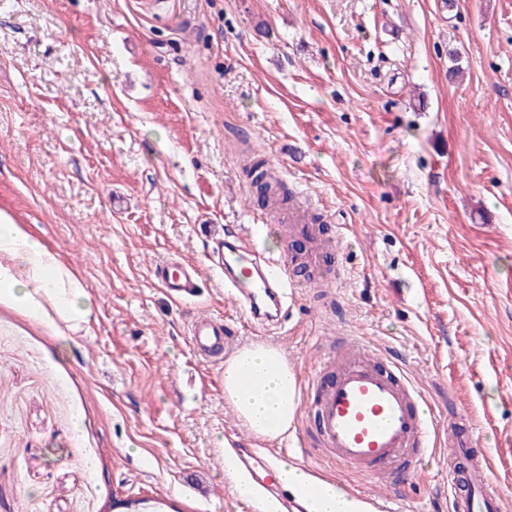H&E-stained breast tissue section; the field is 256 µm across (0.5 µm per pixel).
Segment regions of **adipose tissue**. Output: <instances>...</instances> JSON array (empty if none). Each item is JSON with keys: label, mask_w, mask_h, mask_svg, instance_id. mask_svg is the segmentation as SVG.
Returning a JSON list of instances; mask_svg holds the SVG:
<instances>
[{"label": "adipose tissue", "mask_w": 512, "mask_h": 512, "mask_svg": "<svg viewBox=\"0 0 512 512\" xmlns=\"http://www.w3.org/2000/svg\"><path fill=\"white\" fill-rule=\"evenodd\" d=\"M0 302L49 325L89 332L91 299L79 272L19 224L0 220ZM224 396L257 436L281 440L296 411L297 375L281 351L243 348L224 363Z\"/></svg>", "instance_id": "obj_1"}]
</instances>
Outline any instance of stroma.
I'll return each instance as SVG.
<instances>
[{
  "label": "stroma",
  "mask_w": 512,
  "mask_h": 512,
  "mask_svg": "<svg viewBox=\"0 0 512 512\" xmlns=\"http://www.w3.org/2000/svg\"><path fill=\"white\" fill-rule=\"evenodd\" d=\"M442 2L0 0V210L79 271L94 319L0 303V512H245L224 442L250 432L190 349L198 307L231 323L225 356L274 345L305 380L338 336L397 356L438 422L467 411L512 512V0ZM253 156L339 238L334 287L300 285L268 332L200 233L264 224L282 256ZM169 255L204 264L194 304L151 282ZM300 427L280 448L319 477L448 512V446L376 483Z\"/></svg>",
  "instance_id": "35a3bbf8"
}]
</instances>
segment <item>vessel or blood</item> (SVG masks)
Wrapping results in <instances>:
<instances>
[{
    "label": "vessel or blood",
    "instance_id": "obj_1",
    "mask_svg": "<svg viewBox=\"0 0 512 512\" xmlns=\"http://www.w3.org/2000/svg\"><path fill=\"white\" fill-rule=\"evenodd\" d=\"M310 208L308 200H301L289 216L294 233L307 238L309 250L283 261L259 250L258 225L228 224L211 236L224 288L257 328L281 326L298 286L294 268L318 264L327 248L319 225L308 216ZM150 275L177 303L196 299L205 282L199 264L174 257L153 264ZM230 333L222 319L202 309L194 311L188 325L192 352L210 364L222 362ZM300 410L313 412L320 444L332 461L358 467L363 477L372 480L392 471L409 454L438 444L431 435L435 415L423 392L400 364L378 358L358 337H344L328 384L317 385L312 399H301ZM450 436L455 453L467 460L464 470L448 471L451 512H500L501 492L492 481L485 455L465 447L459 428H451ZM224 461L250 484L251 512H270L274 507L280 512H304L294 492L280 483L286 456L234 437L224 450Z\"/></svg>",
    "mask_w": 512,
    "mask_h": 512
}]
</instances>
